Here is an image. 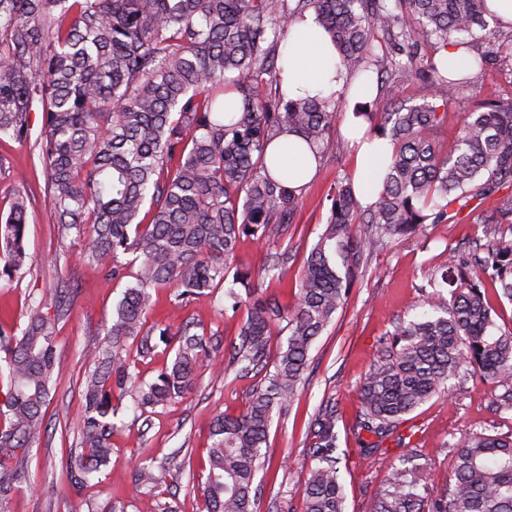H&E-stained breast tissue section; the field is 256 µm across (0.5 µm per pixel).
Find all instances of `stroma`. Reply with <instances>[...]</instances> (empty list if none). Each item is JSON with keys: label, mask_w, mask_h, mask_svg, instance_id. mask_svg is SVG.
<instances>
[{"label": "stroma", "mask_w": 512, "mask_h": 512, "mask_svg": "<svg viewBox=\"0 0 512 512\" xmlns=\"http://www.w3.org/2000/svg\"><path fill=\"white\" fill-rule=\"evenodd\" d=\"M512 94V48L501 47L494 63L476 71L468 87L449 100L443 128L444 147H451L461 117L488 96ZM0 217L6 216L17 194L28 202L24 267L8 282H0V312L11 325L24 327L43 295L61 293L56 357L61 373L52 381L46 408L48 428L30 448L26 479L6 505L7 512H202L204 500L190 476L207 463L210 430L217 415L245 410L260 382L259 376L237 377L201 366L191 393L151 410L138 408L133 394L124 395L115 420L108 468L112 477L71 492L60 471V460L80 447L77 421L81 414L79 383L88 367L87 347L102 344L112 324V309L125 289L88 263L84 243L58 234L44 192L38 152L32 143L0 139ZM355 172V155L341 130H334L320 169L304 191L293 234L277 249L288 252V272L282 281L264 282L265 296L292 302L304 261L324 231L329 209L323 199L336 178ZM492 201H472L453 210L443 224L427 225L414 237L403 238L374 252L359 273L343 307L309 352L307 380L285 416L269 432L271 467L262 472L263 493L254 512H303L304 488L312 460L311 422L320 404L334 399L336 431L345 482L346 512H367L393 469L409 466L429 470L431 496L446 494L453 482L454 445L466 433L512 435V407L506 387L461 369L452 378L449 397H435L417 408L400 426L402 442H388L377 455L362 454L349 429L359 409L357 389L377 360L387 334L423 312L430 282L449 252L485 243L490 227L485 219ZM223 293L201 295L181 310V319L205 331L221 355L239 341L244 313L223 308ZM153 465L154 484L134 489L138 464Z\"/></svg>", "instance_id": "35a3bbf8"}]
</instances>
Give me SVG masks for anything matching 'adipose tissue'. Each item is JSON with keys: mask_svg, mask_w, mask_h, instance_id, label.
<instances>
[{"mask_svg": "<svg viewBox=\"0 0 512 512\" xmlns=\"http://www.w3.org/2000/svg\"><path fill=\"white\" fill-rule=\"evenodd\" d=\"M281 52V77L289 97H334L347 102L342 132L355 151L357 197L361 203H373L391 146L384 139L364 140V123L352 112L356 103L370 97V90L360 76L341 66L339 54L314 12L291 23ZM267 160L272 170L287 176L289 185L297 188L306 186L318 169L312 152L293 132L281 135L269 146Z\"/></svg>", "mask_w": 512, "mask_h": 512, "instance_id": "ef3b65f1", "label": "adipose tissue"}]
</instances>
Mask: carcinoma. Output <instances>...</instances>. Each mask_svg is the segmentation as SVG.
Segmentation results:
<instances>
[{"label": "carcinoma", "mask_w": 512, "mask_h": 512, "mask_svg": "<svg viewBox=\"0 0 512 512\" xmlns=\"http://www.w3.org/2000/svg\"><path fill=\"white\" fill-rule=\"evenodd\" d=\"M335 43L353 74L376 75L374 99L358 115L367 133L389 140L377 200L361 206L352 177L336 178L325 199L329 221L298 276L290 308L262 296V284L236 261L242 238L275 243L295 224L302 195L274 176L266 148L288 130L323 160L339 102L290 99L282 89L280 48L289 24L305 11ZM485 0H0V136L28 141L32 113L42 114L40 151L45 191L61 234L86 237L84 258L114 280L138 265L107 329L108 341L87 353L79 419L82 447L61 458L73 491L107 466L113 419L131 362L126 343L151 352L152 336L175 349L171 364L136 387L138 406L155 408L190 392L197 369L216 365L204 335L185 323L147 325L151 290L178 288L176 306L224 292L232 313L246 309L231 365L263 375L245 412L211 428L201 483L205 512H254L257 481L269 452V430L298 393L315 340L377 249L448 222L452 205L493 199L486 222L512 226V95L484 100L468 113L453 148L442 150L446 113L434 100L454 97L469 78L448 77L439 52L474 36L493 45L497 31ZM232 75L240 112L224 118V77ZM419 81L430 99L406 105L385 97L386 83ZM274 87V95L263 90ZM27 197L15 198L0 224V279L24 266ZM482 253H448L433 280L431 312L382 343L360 385L352 426L363 454L402 441L404 416L438 396L463 366L512 386V333L495 332V309L483 280L512 300V240L491 239ZM288 253L271 255L265 272L280 279ZM241 285L246 296L234 290ZM58 296L41 298L22 331L0 321V510L18 490L29 448L46 431L50 382L57 368ZM286 345L267 358L280 324ZM336 405L313 423L314 467L304 512H345L336 456ZM454 484L437 498L429 475L396 468L369 512H512V437L469 433L457 445Z\"/></svg>", "instance_id": "1"}]
</instances>
